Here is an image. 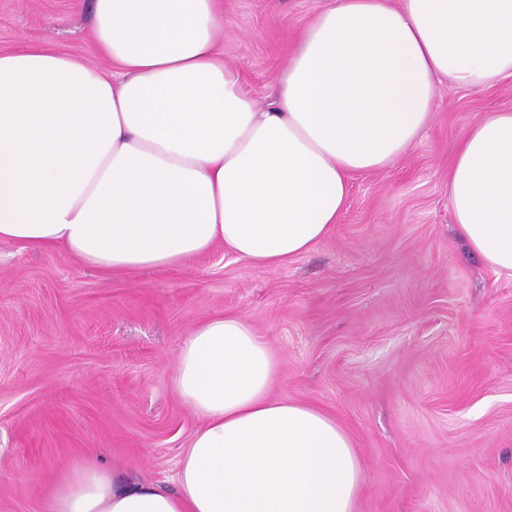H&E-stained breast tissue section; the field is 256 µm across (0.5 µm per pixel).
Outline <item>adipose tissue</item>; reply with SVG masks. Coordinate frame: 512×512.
I'll use <instances>...</instances> for the list:
<instances>
[{
    "mask_svg": "<svg viewBox=\"0 0 512 512\" xmlns=\"http://www.w3.org/2000/svg\"><path fill=\"white\" fill-rule=\"evenodd\" d=\"M224 0H94L106 66L34 44L0 53V240L112 272L223 245L261 265L312 250L352 175L402 156L442 83L512 76V0H329L259 106L217 41ZM458 235L512 277V109L455 152ZM279 362L238 315L195 325L173 385L202 424L175 489L120 486L92 456L48 512H354L364 475L324 412L275 399Z\"/></svg>",
    "mask_w": 512,
    "mask_h": 512,
    "instance_id": "1",
    "label": "adipose tissue"
}]
</instances>
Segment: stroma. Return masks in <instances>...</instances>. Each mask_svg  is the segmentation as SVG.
I'll return each instance as SVG.
<instances>
[{"label":"stroma","mask_w":512,"mask_h":512,"mask_svg":"<svg viewBox=\"0 0 512 512\" xmlns=\"http://www.w3.org/2000/svg\"><path fill=\"white\" fill-rule=\"evenodd\" d=\"M327 2L224 0V59L259 105ZM91 17L92 0H0V52L40 42L98 63ZM505 109L512 78L443 84L413 147L353 175L339 224L283 266L218 245L110 274L60 247L0 242V512H46L87 455L118 481L173 487L201 423L173 388L179 350L228 314L273 348L272 397L350 436L364 470L355 512H512V278L467 247L448 206L458 140Z\"/></svg>","instance_id":"1"}]
</instances>
